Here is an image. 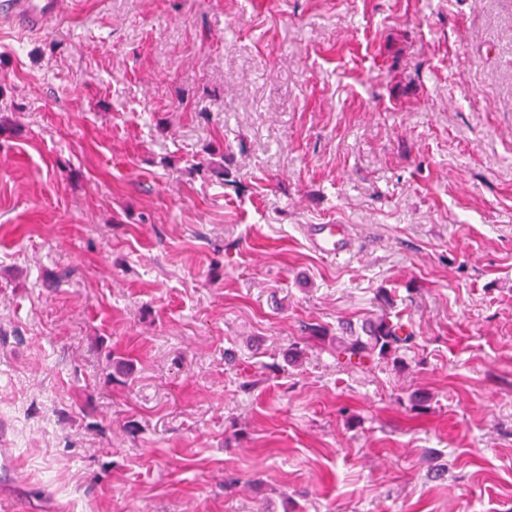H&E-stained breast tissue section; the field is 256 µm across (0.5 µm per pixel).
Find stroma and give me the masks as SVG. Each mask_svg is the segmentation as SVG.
<instances>
[{"instance_id": "stroma-1", "label": "stroma", "mask_w": 512, "mask_h": 512, "mask_svg": "<svg viewBox=\"0 0 512 512\" xmlns=\"http://www.w3.org/2000/svg\"><path fill=\"white\" fill-rule=\"evenodd\" d=\"M0 446L13 512H512V0L0 32ZM304 234L310 247L326 258L339 259L353 251L348 224H307ZM403 326L391 320L381 318L373 323L366 331V336H336V354L345 357L349 363L357 359V364L363 360H392L397 364L400 352L413 342L410 333L402 336Z\"/></svg>"}]
</instances>
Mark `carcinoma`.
Segmentation results:
<instances>
[{"mask_svg":"<svg viewBox=\"0 0 512 512\" xmlns=\"http://www.w3.org/2000/svg\"><path fill=\"white\" fill-rule=\"evenodd\" d=\"M403 326L382 318L373 323L364 336L336 337V354L347 361L390 360L399 362L400 352L413 342L411 334H402Z\"/></svg>","mask_w":512,"mask_h":512,"instance_id":"1","label":"carcinoma"}]
</instances>
